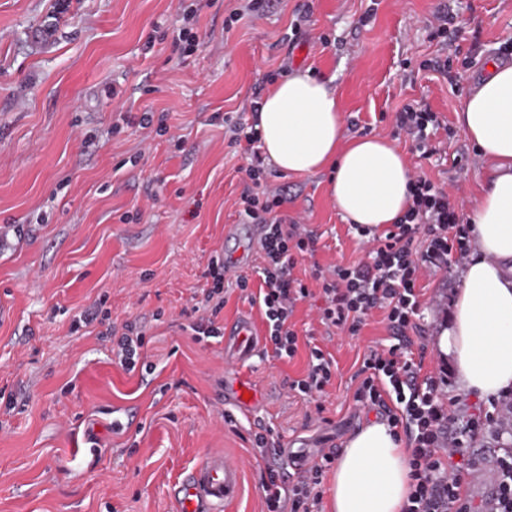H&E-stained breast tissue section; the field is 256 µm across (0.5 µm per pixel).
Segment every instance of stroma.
<instances>
[{
    "label": "stroma",
    "instance_id": "stroma-1",
    "mask_svg": "<svg viewBox=\"0 0 512 512\" xmlns=\"http://www.w3.org/2000/svg\"><path fill=\"white\" fill-rule=\"evenodd\" d=\"M200 47L182 58L170 42L144 43L183 27ZM440 0H272L262 13L245 0H0V512H174L169 487L210 451L243 462L233 512H263L257 474L266 464L249 439L268 427L295 451L343 447L372 411L354 400V374L369 345L391 344L380 315L359 335L327 345L336 376L313 419L310 400L288 393L306 365L258 350L244 372L262 401L222 407L224 341H197L183 309L201 297L224 227L239 223L237 201L249 160L231 147L224 117L249 112L265 74L281 66L333 79L344 122L393 141L412 171H425L465 205L491 170L458 123L467 85L495 60H510L512 0H453L455 40L440 46L426 22ZM240 19L225 29L230 12ZM367 25H360L361 16ZM299 27L289 44L284 35ZM472 57L456 85L420 70L435 56ZM120 98H113V90ZM448 124L428 159L396 134L393 114L411 100ZM165 113L168 131L127 124L126 113ZM221 120H213V113ZM282 213L319 237L325 265L360 260L356 230L329 194V175L271 169ZM259 251L232 267L219 323L257 307L235 292L257 283ZM462 270L424 278L413 341L423 369L448 365L433 349L447 326ZM115 324L141 325L155 366L147 377L112 363L102 325L72 332L88 308ZM90 438L99 453H73Z\"/></svg>",
    "mask_w": 512,
    "mask_h": 512
}]
</instances>
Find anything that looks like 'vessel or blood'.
<instances>
[{"instance_id":"vessel-or-blood-1","label":"vessel or blood","mask_w":512,"mask_h":512,"mask_svg":"<svg viewBox=\"0 0 512 512\" xmlns=\"http://www.w3.org/2000/svg\"><path fill=\"white\" fill-rule=\"evenodd\" d=\"M262 342L252 322L241 319L230 325L224 342V356L231 366L224 374L225 404L244 405L245 395L254 389L239 374L238 363L246 361ZM243 491V467L228 455L211 453L171 490L176 512H230Z\"/></svg>"}]
</instances>
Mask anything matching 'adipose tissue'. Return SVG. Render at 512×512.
<instances>
[{
  "label": "adipose tissue",
  "mask_w": 512,
  "mask_h": 512,
  "mask_svg": "<svg viewBox=\"0 0 512 512\" xmlns=\"http://www.w3.org/2000/svg\"><path fill=\"white\" fill-rule=\"evenodd\" d=\"M258 130L284 173L329 170V192L350 223H395L411 203V171L389 141L347 138L333 80L295 69L263 95ZM459 124L494 171L468 213L473 249L435 350L451 359L460 390L495 398L512 390V64L490 63L463 96ZM409 455L385 421L355 431L339 453L330 512H402Z\"/></svg>",
  "instance_id": "1"
}]
</instances>
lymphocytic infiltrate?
<instances>
[{
	"instance_id": "lymphocytic-infiltrate-1",
	"label": "lymphocytic infiltrate",
	"mask_w": 512,
	"mask_h": 512,
	"mask_svg": "<svg viewBox=\"0 0 512 512\" xmlns=\"http://www.w3.org/2000/svg\"><path fill=\"white\" fill-rule=\"evenodd\" d=\"M394 124L424 158L434 152L431 135L444 126L437 113L419 102L396 110ZM233 132V144L251 159L240 214L265 229L260 242L262 262L256 270L258 289H250L245 276L237 277L235 285L249 303L258 306L266 326L265 342L274 356L291 359L298 353L300 342L292 317L299 301L321 298L317 319L330 339L358 335L373 313L381 312L395 343L368 347L354 374L355 400L381 410L392 432L406 439L412 484L404 512H512V448L497 456L495 505L475 501L466 483L469 471L481 462L476 442L498 440L512 430V392L492 400L490 410L460 412L457 399L442 393L436 374L422 375L423 364L414 360L410 350L411 335L419 330L418 283L424 264L444 270L468 255V227L457 198L426 174L413 175L412 202L395 224L380 233L358 226L367 246L364 259L348 265L312 264L304 280L295 269L299 257L314 254L316 237L306 225L280 215L284 199L267 186L258 131L239 121ZM209 275L213 286L204 296L210 306L191 325L200 339L221 336L216 318L227 302L223 260L212 259ZM107 330L113 363L128 373L152 371L143 331L128 323L111 324ZM332 366L330 353L310 346L306 369L289 380V392L314 399L316 412H323L319 399L332 384ZM335 461V449H319L292 481L282 467L267 466L259 482L265 512H323L324 481Z\"/></svg>"
}]
</instances>
